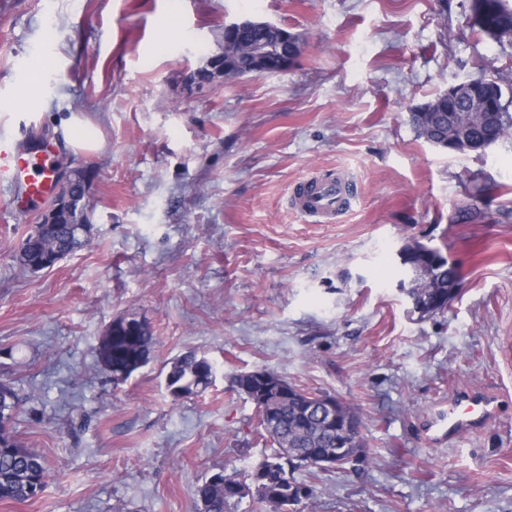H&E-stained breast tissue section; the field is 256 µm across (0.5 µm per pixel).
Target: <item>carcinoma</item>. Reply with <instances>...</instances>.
I'll return each instance as SVG.
<instances>
[{"mask_svg":"<svg viewBox=\"0 0 512 512\" xmlns=\"http://www.w3.org/2000/svg\"><path fill=\"white\" fill-rule=\"evenodd\" d=\"M469 20L474 31L500 43L512 44V0H470ZM264 39L274 41L277 32L262 27H251L236 32L233 44H248ZM476 79L498 92V112L489 124L484 118L468 112H459L448 117L447 110L439 106V98L428 102L429 112L414 107L410 122L418 136L428 142L448 138V131L458 137L482 135L499 141L512 136V84L505 85L494 69H482ZM83 199V181H78L71 198L59 207L53 206V224L31 232L22 240L17 254L21 269L32 270V261L48 252L57 251L67 257L88 246L91 239L85 234L90 220L80 202ZM406 262L420 265L428 262L434 253L441 252L420 242L404 247ZM460 281V270L456 263L443 258L434 270L429 288H413L411 295L422 305L421 316H431L444 311L448 303L449 286ZM155 344L154 331L148 321L134 326L124 324L120 318L103 336L98 355L103 366L112 373L115 384L126 382L136 371L151 361ZM213 363L195 353L176 358L166 376L167 388L183 387L189 394L205 392L213 385L208 369ZM302 394H269L264 405L257 406L260 426L264 434L277 445L276 453L263 460L270 466L269 477L273 493L258 497V502L270 512H283L288 504V490L297 486L303 490L295 500L300 505L313 495V488L294 477L299 468H317L315 457L319 452L336 448V436L329 433L316 409L306 405ZM19 408V399L14 388L7 384L0 389V502H26L40 496L46 489L49 470L38 453L18 444L10 429L1 422L11 423ZM244 482L235 477H224L218 484L205 481L196 489L199 499L209 501L211 512H224V503L237 497L236 489Z\"/></svg>","mask_w":512,"mask_h":512,"instance_id":"obj_1","label":"carcinoma"}]
</instances>
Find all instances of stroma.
<instances>
[{"mask_svg":"<svg viewBox=\"0 0 512 512\" xmlns=\"http://www.w3.org/2000/svg\"><path fill=\"white\" fill-rule=\"evenodd\" d=\"M242 18L300 35L297 63L189 84ZM468 18L469 0H0V135L55 139L93 224L89 247L25 272L39 217L0 189V381L50 472L0 512H199L197 485L274 451L231 386L256 369L360 416L364 462L296 470L316 488L300 512H512V137L451 153L409 118L480 64L512 73V48ZM73 114L99 151L66 145ZM336 176L357 190L348 213L293 207L300 182ZM416 240L461 270L425 318L397 288ZM121 317L155 345L117 386L97 348ZM190 351L217 379L176 398L165 377ZM461 386L497 393L496 417L433 441Z\"/></svg>","mask_w":512,"mask_h":512,"instance_id":"obj_1","label":"stroma"}]
</instances>
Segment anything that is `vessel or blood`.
Wrapping results in <instances>:
<instances>
[{"mask_svg":"<svg viewBox=\"0 0 512 512\" xmlns=\"http://www.w3.org/2000/svg\"><path fill=\"white\" fill-rule=\"evenodd\" d=\"M58 151L52 139L27 146L0 137V186L20 188L19 196L9 205L18 213L46 201L57 189ZM353 197L351 191L338 187L335 180L311 179L299 185L294 203L303 213L330 217L345 210ZM496 395L473 387L456 389L448 404V416L436 419L437 431L460 436L485 424L497 413Z\"/></svg>","mask_w":512,"mask_h":512,"instance_id":"vessel-or-blood-1","label":"vessel or blood"}]
</instances>
